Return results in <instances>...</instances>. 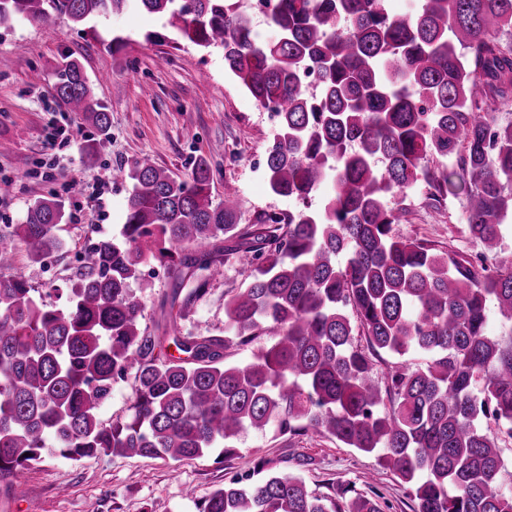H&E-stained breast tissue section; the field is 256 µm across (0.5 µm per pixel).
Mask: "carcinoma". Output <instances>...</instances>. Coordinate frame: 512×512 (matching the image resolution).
I'll use <instances>...</instances> for the list:
<instances>
[{"instance_id":"obj_1","label":"carcinoma","mask_w":512,"mask_h":512,"mask_svg":"<svg viewBox=\"0 0 512 512\" xmlns=\"http://www.w3.org/2000/svg\"><path fill=\"white\" fill-rule=\"evenodd\" d=\"M130 7L166 17L195 46L223 49L237 83L278 106L268 187L300 206L259 212L242 231L236 190L212 196L209 161L181 179L144 155L124 173L132 188L120 238L84 248L79 282L59 305L9 274L16 246L33 264L62 247L63 202H31L0 239V481L53 455L224 460L248 429L313 430L378 453L416 512H512V470L495 437H512V332L487 331L491 299L512 324V263L475 265L404 238L394 226L407 209L389 204L421 184L434 208L462 191L470 237L489 253L500 247L512 216V119H500L512 102V0H423L403 16L385 0H276L270 40L237 0H0V28L51 10L83 24ZM311 69L313 93L301 81ZM52 90L108 132L77 59H62ZM453 157L469 184L455 181ZM328 178L332 192L312 206ZM234 254L255 273L225 296L224 335L183 332L179 322ZM152 260L173 277L154 331L141 328L131 292L152 287L142 272ZM258 336L273 342L246 363L227 361ZM368 349L429 360L392 367L381 386ZM131 369V414L105 425L98 411ZM201 512L380 509L351 487L317 494L260 461Z\"/></svg>"}]
</instances>
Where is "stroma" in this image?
<instances>
[{"mask_svg":"<svg viewBox=\"0 0 512 512\" xmlns=\"http://www.w3.org/2000/svg\"><path fill=\"white\" fill-rule=\"evenodd\" d=\"M116 37L125 42L117 51L112 48ZM66 56L81 62L95 102L108 112L107 135L53 98L54 70ZM51 121L69 131L67 147L47 148L45 129ZM273 133L266 113L225 71L223 50L204 51L175 38L165 17L133 9L82 25L57 12L18 18L11 29L0 30V177L15 180L12 194L0 202V236L22 223L28 204L39 197H59L65 217L57 227L63 249L54 256V269L28 263L20 254L13 275L42 289L47 302L52 289L73 287L84 247L98 236L120 233L131 183L116 178V169L130 167L143 155L178 177L197 157L209 159L216 170L215 200L223 199L225 184L239 191L240 229L251 225L256 211L295 209V201L270 192L266 170L256 164ZM90 140L98 153L94 161L83 153ZM74 182L80 194H71ZM406 203L408 220L397 225L399 235L458 257L483 252L467 232L464 195L448 197L439 211L426 206L417 191ZM253 270L241 256H231L223 278L210 285L182 329L223 335L224 296L246 287ZM143 273L154 286L139 297L141 325L152 329L171 280L153 262ZM237 446V454L224 462L212 455L182 462L105 453L77 462L49 457L12 482H0V512H88L92 506L98 512H198V503L214 489L233 475L252 472L261 459L276 471L301 476L309 489L350 485L377 493L381 512H414L407 489L379 466L375 455L336 439L315 432L282 438L251 430ZM298 455L307 458L306 466L295 465Z\"/></svg>","mask_w":512,"mask_h":512,"instance_id":"stroma-1","label":"stroma"}]
</instances>
